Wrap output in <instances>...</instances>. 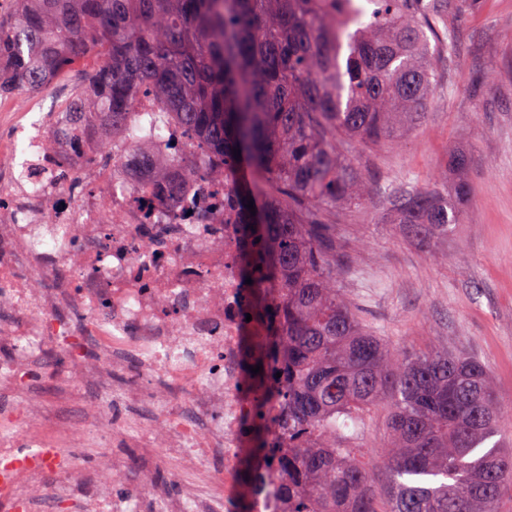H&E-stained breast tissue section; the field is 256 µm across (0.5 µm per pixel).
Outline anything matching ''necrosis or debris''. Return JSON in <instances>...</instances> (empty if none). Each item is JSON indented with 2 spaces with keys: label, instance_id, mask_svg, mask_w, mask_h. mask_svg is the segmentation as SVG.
Wrapping results in <instances>:
<instances>
[{
  "label": "necrosis or debris",
  "instance_id": "4bbe7bcc",
  "mask_svg": "<svg viewBox=\"0 0 512 512\" xmlns=\"http://www.w3.org/2000/svg\"><path fill=\"white\" fill-rule=\"evenodd\" d=\"M133 118L156 160L188 143L150 96L135 102ZM44 130L17 126L0 145V350L11 355L0 363V387L26 391L44 346L87 377L135 361L120 395L159 421V455L178 458L187 474L173 512H293L281 465L294 449L288 379L271 352L283 300L274 293L255 307L240 276L248 243L224 207L233 174L191 177L178 195L155 199L147 180L132 177L117 135L90 144L106 161L78 168L69 182L57 171L75 157L48 146ZM259 428L264 457L241 470L237 458ZM123 429L96 403L62 427L35 401L0 420V483L12 512H37L53 469L62 497L88 512H148L150 479L118 493L105 484L86 498L76 490L77 461L62 452L64 443L103 442ZM210 448L224 451L223 479L198 467Z\"/></svg>",
  "mask_w": 512,
  "mask_h": 512
}]
</instances>
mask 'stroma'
<instances>
[{
  "instance_id": "stroma-1",
  "label": "stroma",
  "mask_w": 512,
  "mask_h": 512,
  "mask_svg": "<svg viewBox=\"0 0 512 512\" xmlns=\"http://www.w3.org/2000/svg\"><path fill=\"white\" fill-rule=\"evenodd\" d=\"M455 36L452 61L441 68L442 91L425 119L397 143L355 147V161L373 186L359 209L336 214L337 284L363 323L395 348L422 350L436 344L477 357L489 371L504 408L512 407V0H482L477 11L449 14ZM83 77L76 69L36 92L10 99L15 119L52 111ZM471 157L464 174L444 172L447 153ZM464 178L470 199L447 235L420 244L407 225L385 220V185L426 187ZM61 362L46 350L33 375L34 396L57 423H65L100 391L74 378V393L58 401ZM114 416L128 425L123 441L99 449L77 442L73 452L87 478L99 468L100 452L116 457L125 482L150 474L166 512L181 487L169 472L176 460L159 459L142 428L157 432L136 405H117ZM385 409L366 415L355 438L368 468L379 469L385 451Z\"/></svg>"
}]
</instances>
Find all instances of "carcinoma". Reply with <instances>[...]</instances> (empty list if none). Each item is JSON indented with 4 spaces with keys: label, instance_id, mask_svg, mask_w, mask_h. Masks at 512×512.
<instances>
[{
    "label": "carcinoma",
    "instance_id": "obj_1",
    "mask_svg": "<svg viewBox=\"0 0 512 512\" xmlns=\"http://www.w3.org/2000/svg\"><path fill=\"white\" fill-rule=\"evenodd\" d=\"M0 14V97L37 91L72 68L84 80L54 107L47 141L77 150L123 135L129 166L168 196L194 171L151 158L131 134L133 105L158 98L192 142L236 178L233 206L260 239L254 294L283 298L288 408L298 446L285 473L296 512H499L512 483L505 416L485 365L431 346L393 351L336 286L340 205L368 198L354 143L388 144L425 118L451 47L448 13L480 0H12ZM240 150L236 157L233 150ZM253 199L255 212L246 207ZM388 210L425 241L468 201L460 181L394 188ZM386 405L381 475L345 430Z\"/></svg>",
    "mask_w": 512,
    "mask_h": 512
}]
</instances>
